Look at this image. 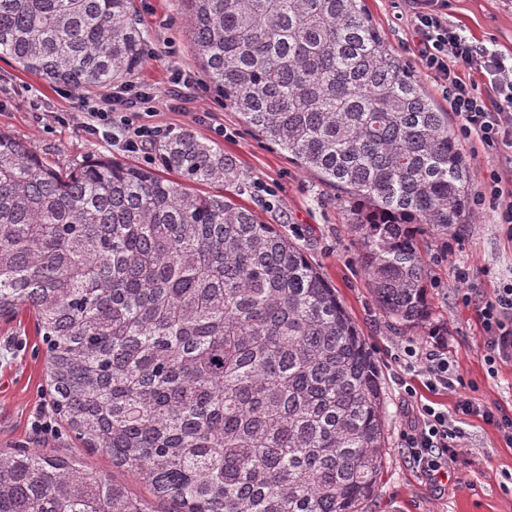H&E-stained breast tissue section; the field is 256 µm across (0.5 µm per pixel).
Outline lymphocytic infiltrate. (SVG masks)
<instances>
[{"mask_svg":"<svg viewBox=\"0 0 512 512\" xmlns=\"http://www.w3.org/2000/svg\"><path fill=\"white\" fill-rule=\"evenodd\" d=\"M411 16L418 38V57L433 74L460 118V130L478 140L491 154L512 150V64L495 52L478 47L448 24V0H415ZM153 94L138 91L124 98L112 96L104 106L91 109L87 129L105 140H117L124 151L136 153L154 145L165 131L161 126L129 118L131 110L154 106ZM463 305H474L481 325L483 361L489 376L501 365L512 364V278L500 281L493 293L474 300L476 289L467 267L456 269ZM431 346L407 342L395 360L404 371L422 377L425 387L437 391L455 389L459 380L445 355L441 329L430 333ZM413 425L401 433V446L413 466L426 476L448 468L460 454L467 419L478 417L492 425L501 439L512 446V416L498 408L471 399L459 400L453 411L424 404Z\"/></svg>","mask_w":512,"mask_h":512,"instance_id":"lymphocytic-infiltrate-1","label":"lymphocytic infiltrate"}]
</instances>
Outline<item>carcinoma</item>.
Listing matches in <instances>:
<instances>
[{
  "instance_id": "obj_1",
  "label": "carcinoma",
  "mask_w": 512,
  "mask_h": 512,
  "mask_svg": "<svg viewBox=\"0 0 512 512\" xmlns=\"http://www.w3.org/2000/svg\"><path fill=\"white\" fill-rule=\"evenodd\" d=\"M213 91L265 141L358 201L379 308L430 317L417 235L471 218L441 111L363 0H186ZM76 91L144 61L133 0H0V58ZM161 172L68 169L0 131V319L47 344L56 414L173 512H359L386 411L371 348L304 250L239 206L236 160L189 130ZM192 185L216 188L192 193ZM0 512H154L47 450L0 452Z\"/></svg>"
}]
</instances>
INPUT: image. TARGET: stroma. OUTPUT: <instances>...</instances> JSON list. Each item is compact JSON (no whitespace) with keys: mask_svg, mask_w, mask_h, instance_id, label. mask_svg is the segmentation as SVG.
<instances>
[{"mask_svg":"<svg viewBox=\"0 0 512 512\" xmlns=\"http://www.w3.org/2000/svg\"><path fill=\"white\" fill-rule=\"evenodd\" d=\"M141 19L145 62L126 84L157 95L153 124L177 132L188 129L200 139L233 156L249 183L238 197L267 224L298 244L333 285L359 331L370 345L385 394L388 450L377 495L365 512H512V447L496 429L473 417L464 426L463 456L447 473L430 478L410 464L400 446L402 430L413 418L399 385L402 369L392 353L413 340L426 342L428 329H397L377 307L370 281L358 259L346 198L315 174L301 169L286 151L263 140L240 112L210 91L192 44L189 18L182 0H134ZM373 24L395 54L416 74L423 89L440 108L448 100L417 56L407 0H364ZM448 22L472 41L512 58V0H448ZM192 81L185 107H166L174 72ZM110 88L74 91L50 84L11 59L0 58V129L30 144L49 166L77 167L103 156L123 157L143 167L156 163L154 150L123 152L116 143L88 134L85 108L110 95ZM472 170L471 193L479 195L483 179L497 171L512 188V164L504 155L486 154L480 142L460 139ZM428 268L429 327L448 331V360L462 386L439 394L418 387L422 401L454 407L457 400L502 408L512 414V365L489 377L478 349L480 326L474 307L456 298L457 266L470 270L477 293L491 295L499 280L512 275V236L499 226L498 215L474 206L470 224L458 236L425 234L419 241ZM48 450L76 458L84 467L122 480L128 490L152 502L150 489L130 473L113 468L109 456L79 447L60 424L50 398L46 345L32 316L0 320V450Z\"/></svg>","mask_w":512,"mask_h":512,"instance_id":"stroma-1","label":"stroma"}]
</instances>
